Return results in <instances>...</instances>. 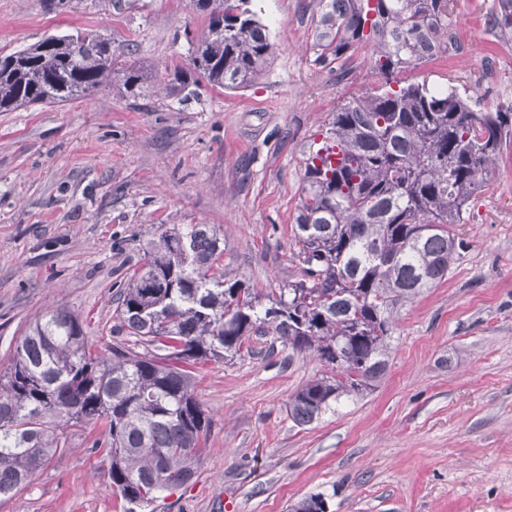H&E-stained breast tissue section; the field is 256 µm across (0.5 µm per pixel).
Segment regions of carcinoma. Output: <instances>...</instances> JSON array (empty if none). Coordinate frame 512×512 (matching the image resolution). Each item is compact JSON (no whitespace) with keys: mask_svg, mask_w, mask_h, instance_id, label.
<instances>
[{"mask_svg":"<svg viewBox=\"0 0 512 512\" xmlns=\"http://www.w3.org/2000/svg\"><path fill=\"white\" fill-rule=\"evenodd\" d=\"M450 2L313 0L316 60L339 62L368 44L380 85L334 112L324 142L336 166L306 158L294 232L302 278L265 307L249 284L226 278L216 228L187 224L150 241L145 262L116 285L109 353L88 347L69 309L46 312L0 371L1 500L64 448L63 420L105 428L112 489L133 512L187 485L211 423L188 367L242 354L252 332L330 366L288 401L298 426L380 382L395 309L448 276L463 245L456 227L512 141V106L481 108L453 85L400 79L448 53ZM248 3L191 0L205 19L193 65L215 87L249 86L272 54ZM494 24L511 42L512 0H498ZM106 87L135 98L150 85L140 66H116L112 43L96 33L51 35L0 58V112ZM164 89L194 95L178 73ZM324 504L316 494L292 512Z\"/></svg>","mask_w":512,"mask_h":512,"instance_id":"carcinoma-1","label":"carcinoma"}]
</instances>
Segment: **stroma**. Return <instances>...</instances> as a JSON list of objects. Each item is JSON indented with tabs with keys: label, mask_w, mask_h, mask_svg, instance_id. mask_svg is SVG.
<instances>
[{
	"label": "stroma",
	"mask_w": 512,
	"mask_h": 512,
	"mask_svg": "<svg viewBox=\"0 0 512 512\" xmlns=\"http://www.w3.org/2000/svg\"><path fill=\"white\" fill-rule=\"evenodd\" d=\"M273 53L252 85L199 80L187 103L157 90L105 89L0 112V369L25 329L56 306L93 349L112 344L115 281L160 226L212 224L229 276L267 295L299 280L294 225L304 160L333 112L378 85L371 47L348 74L316 63L312 0H250ZM495 0H455L459 56L404 72L452 84L481 106L512 105V44L488 26ZM205 22L189 0H0V56L92 29L124 60L166 76L194 71ZM464 246L436 287L394 315L388 371L369 395L320 421L289 418L294 392L326 369L316 356L250 336L249 353L193 369L211 418L187 488L154 512H291L313 494L327 512H512V149L504 148L460 227ZM0 512H129L112 491L98 425Z\"/></svg>",
	"instance_id": "stroma-1"
}]
</instances>
